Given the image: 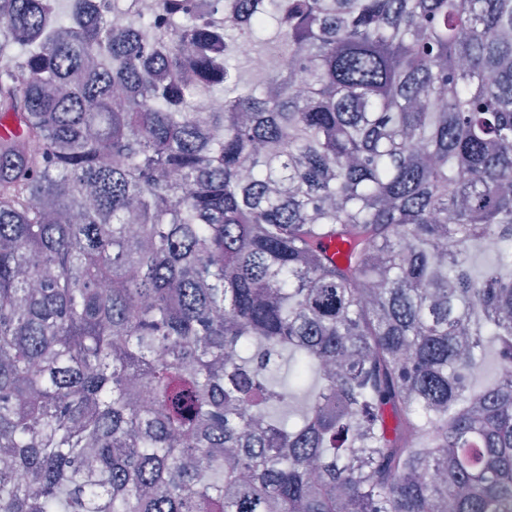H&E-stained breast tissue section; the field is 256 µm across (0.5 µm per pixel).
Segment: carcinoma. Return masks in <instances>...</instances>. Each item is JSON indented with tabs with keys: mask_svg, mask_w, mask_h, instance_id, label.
Listing matches in <instances>:
<instances>
[{
	"mask_svg": "<svg viewBox=\"0 0 512 512\" xmlns=\"http://www.w3.org/2000/svg\"><path fill=\"white\" fill-rule=\"evenodd\" d=\"M59 2L0 0V512H512V0Z\"/></svg>",
	"mask_w": 512,
	"mask_h": 512,
	"instance_id": "carcinoma-1",
	"label": "carcinoma"
}]
</instances>
